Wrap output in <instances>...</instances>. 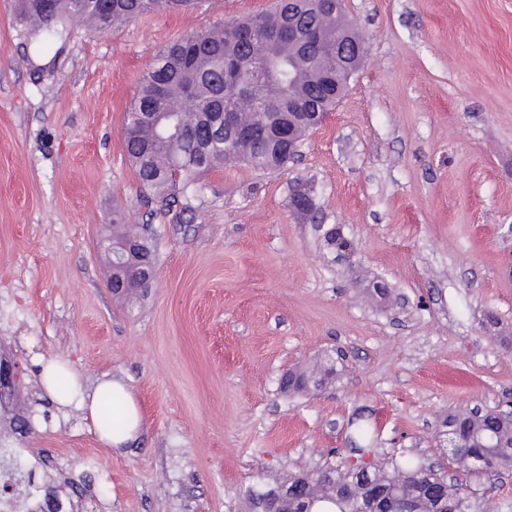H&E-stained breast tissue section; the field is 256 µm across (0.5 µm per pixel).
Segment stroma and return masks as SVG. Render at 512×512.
Wrapping results in <instances>:
<instances>
[{"mask_svg":"<svg viewBox=\"0 0 512 512\" xmlns=\"http://www.w3.org/2000/svg\"><path fill=\"white\" fill-rule=\"evenodd\" d=\"M273 3L63 19L49 37L0 0V354L28 391L25 434L0 446L79 512H244L247 486L328 462L364 418L381 458L450 470L443 417L512 404V0H344L366 60L297 161L217 168L168 210L143 196L123 137L143 71L184 33ZM300 183L315 217L291 205ZM116 212L158 254L127 300L99 247ZM325 356L324 388L281 392ZM52 357L123 377L139 438L109 448L59 411L38 383Z\"/></svg>","mask_w":512,"mask_h":512,"instance_id":"obj_1","label":"stroma"}]
</instances>
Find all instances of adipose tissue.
Segmentation results:
<instances>
[{"label":"adipose tissue","mask_w":512,"mask_h":512,"mask_svg":"<svg viewBox=\"0 0 512 512\" xmlns=\"http://www.w3.org/2000/svg\"><path fill=\"white\" fill-rule=\"evenodd\" d=\"M41 385L61 405H73L81 410L93 423L100 439L110 447H121L140 429V408L124 379L105 375L87 386L67 362L56 358L44 366Z\"/></svg>","instance_id":"ef3b65f1"}]
</instances>
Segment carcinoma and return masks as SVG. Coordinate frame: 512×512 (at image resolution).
<instances>
[{
	"instance_id": "obj_1",
	"label": "carcinoma",
	"mask_w": 512,
	"mask_h": 512,
	"mask_svg": "<svg viewBox=\"0 0 512 512\" xmlns=\"http://www.w3.org/2000/svg\"><path fill=\"white\" fill-rule=\"evenodd\" d=\"M96 0H54L46 12L42 0H17L20 17L35 31L53 32L58 18L100 23ZM195 0H112L106 23L117 25L149 13L188 8ZM299 47L288 45V0H276L270 12H259L222 27L184 34L165 46L142 76L125 113V145L141 189L164 205L194 187L201 175L224 164L245 163L259 170H278L288 156L272 147L277 126L287 122L288 94L297 93L313 104L314 112L336 106V70L303 66L295 85L288 86V56ZM255 58L276 71L258 86L243 82L242 72ZM258 104L257 116L246 137L224 131V113L238 111L239 101ZM165 112L183 129L175 137L149 118ZM137 236L147 253L156 255L148 231L141 233L112 219V241ZM334 369L324 360L313 368H299L288 379V394H299L328 382ZM442 426L458 434L460 448L452 462L480 478L512 468V425L473 418L455 411ZM249 512H480V503L459 483L443 484V470H425L413 454L391 465L373 464L367 470L325 467L299 471L270 486L257 483L246 491Z\"/></svg>"
}]
</instances>
